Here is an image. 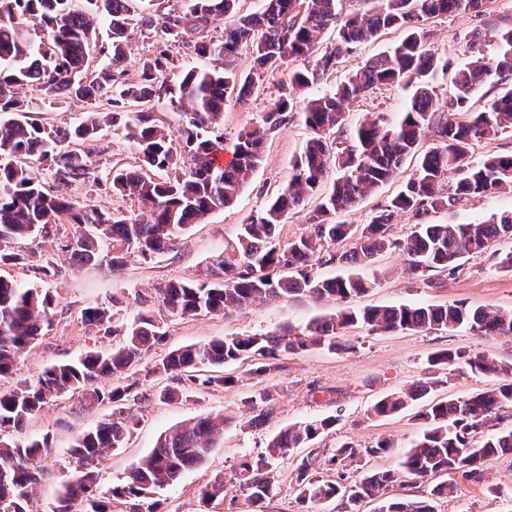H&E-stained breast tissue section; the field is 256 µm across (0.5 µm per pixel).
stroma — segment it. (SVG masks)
Returning <instances> with one entry per match:
<instances>
[{"instance_id":"obj_1","label":"stroma","mask_w":512,"mask_h":512,"mask_svg":"<svg viewBox=\"0 0 512 512\" xmlns=\"http://www.w3.org/2000/svg\"><path fill=\"white\" fill-rule=\"evenodd\" d=\"M428 26L432 31V51L455 67L476 48L469 41L472 30L493 33L512 28V0H492L483 13L438 17L429 20ZM401 37V32L389 31L376 40L360 44L340 59L335 71L323 80V88L343 81L349 72ZM287 78V73L279 72L266 80L264 91L253 98L248 108L232 102L226 104V142H234L243 129L260 124L263 113L277 95L279 83ZM408 103L409 93L401 87L387 85L374 89L350 106L344 129L352 131L369 112L398 119ZM307 138L308 132L298 112H290L287 123L269 137L261 166L230 206L214 211L203 223L187 228L173 250L147 259L132 254L121 270H112L104 262H68L61 251L62 243L73 232L68 224L60 226L55 236L37 235L21 241L20 249L39 257L53 256L58 263L56 276L43 280L32 269L22 266L1 267L0 275L49 290L54 298L53 317L43 335L23 354L15 372L0 378V392L33 381L44 368L73 361L88 350L108 351L122 343L119 335H95L82 319L84 309L111 307L116 297L121 300L119 321L131 320L147 305L164 323V340L142 355L140 367L152 365L182 346L204 344L232 334H266L285 327L297 329L312 319L332 313L334 303L298 298L268 300L225 315L201 314L172 320L160 307L154 293L161 284L200 278L211 258L223 251L227 242L233 241L243 220L261 209L287 180L292 163L303 151ZM95 149L101 167L113 163L130 169L139 166L135 146L112 129L102 131ZM510 209L512 192L497 191L459 201L430 214L428 220L436 224L479 223L494 213ZM363 274L374 279L376 286L354 298L353 304L357 307L462 301L473 307L512 311V274L498 269L490 251L465 260L455 274L433 273L434 284L430 287L409 275L405 258L398 251L378 256ZM343 339L348 344L344 351L311 348L283 355L279 371L270 376H248V365L244 362L230 365L228 373L237 378L230 387H193L187 381L162 374L133 389L126 409L134 415L136 425L124 448L106 453L99 468L100 488L105 490L121 483L131 465L148 454L159 435L169 427L194 416L224 413L229 420L224 425L223 443L212 449L201 465L185 472L175 485L161 492L163 512H227L226 504L202 502L200 488L214 476L231 477L242 455L255 456L263 452L269 439L282 427L316 416L338 418L336 426L316 440L317 448L329 451L345 441L363 447L375 445L382 439L393 442L394 449L386 457L365 459L347 467L346 476L353 483L370 469L397 468L400 454L423 430L411 408L389 417L374 416V404L385 395L421 380L431 384L426 396L431 402L449 396L464 398L497 383L496 378L470 372L462 363L443 370L431 367L427 363L431 353L451 350L471 356L485 354L499 364L512 367V337H483L462 329L374 334L358 324L345 329ZM263 387L278 392L273 414L260 428L242 426L239 418L233 417V410ZM169 388H190L194 395L186 402H162L159 393ZM111 414V403L88 406L77 397L64 396L27 422L23 438L47 435L52 440L50 454L40 461L44 478L31 496V512H46L66 480L70 448L76 435ZM303 454V449L298 448L279 460L277 491L267 501L266 512H304L297 499L295 482L296 466ZM484 468V481L480 484L462 480L455 473L445 475V482L456 483L458 491L436 500V512H512V453L487 461Z\"/></svg>"}]
</instances>
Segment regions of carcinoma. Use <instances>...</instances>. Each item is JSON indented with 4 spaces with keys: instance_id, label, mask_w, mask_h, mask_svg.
Instances as JSON below:
<instances>
[{
    "instance_id": "obj_1",
    "label": "carcinoma",
    "mask_w": 512,
    "mask_h": 512,
    "mask_svg": "<svg viewBox=\"0 0 512 512\" xmlns=\"http://www.w3.org/2000/svg\"><path fill=\"white\" fill-rule=\"evenodd\" d=\"M259 9H242V0H148L139 10L136 0H0V266H28L50 277L52 259L31 260L9 244L35 233L55 235L58 226L75 231L61 250L74 263L103 256L114 269L131 252L168 251L192 224L202 223L215 210L233 202L260 167L268 136L283 126L299 92L318 84L338 60L386 30L402 31V39L352 71L333 91L307 99L301 119L309 131L302 153L293 162L288 181L258 211L240 224L233 243L215 255L201 278L168 283L156 289L172 318L218 314L270 299L307 297L333 301L336 313L314 319L300 330L272 334H233L204 344L172 350L143 369V381L158 374L197 381V373L252 361L250 375L265 376L280 369L284 353L313 348L342 350L343 330L363 324L374 334L397 331L448 332L460 327L480 336H511L512 312L471 307L463 302L437 305L349 306L367 292L371 282L358 270L387 252L406 256L410 273L432 286L429 273H453L461 261L485 252L494 242L512 240V211L481 223L432 224L426 216L472 197L512 188V154L472 161L471 148L481 139L512 132V28L495 34L499 52L481 53L459 66L450 95L436 90V80L448 62L429 46L427 20L439 16L485 11L489 0H377L366 10L342 12V0H261ZM230 14L232 24L217 32V23ZM108 29L98 41L100 24ZM329 29L336 41L322 46ZM155 33L138 71L128 70L127 49L138 33ZM193 55L200 64L184 68L179 57ZM249 54L244 71L238 59ZM306 62L279 84L275 100L262 122L242 131L232 145L233 160L224 165V104L251 101L267 76L297 59ZM412 89L410 104L391 122L384 114L369 113L349 137L343 128L345 107L379 85ZM498 94L478 110L472 100L483 86ZM33 92L27 98L25 90ZM163 104L184 113L172 134L158 118ZM79 108L71 124L47 125L45 107ZM106 127L122 131L139 149V169L112 166L101 179L94 171L93 148ZM432 143L422 148L425 138ZM412 173L387 205L361 225L345 224L338 214L354 209L370 193L394 179L407 161ZM56 183L44 187L43 172ZM338 177L329 192L306 214L312 231L287 243L280 227L318 192L330 172ZM92 181L115 195L130 199L141 214L107 212L95 206L75 207L61 188ZM416 218L401 240L388 236L402 214ZM347 239L348 251H333ZM337 263L348 272L324 278L315 266ZM53 298L16 280L0 276V378L13 374L25 351L49 326ZM85 324L104 337L121 333L125 342L110 351L92 350L76 361L46 368L37 381L0 392V512H30V497L41 483L42 470L31 464L51 448V439L16 441L11 432L23 429L50 402L81 394L91 402L112 403V417L80 432L71 447L72 469L47 512H112V501L125 512H159L157 489L174 485L188 469L205 460L224 436L222 415L188 419L170 427L152 451L132 464L125 480L103 491L97 468L110 449L121 448L133 431V418L124 415L133 385L122 384L141 354L165 336L150 311H140L129 323H115L106 308L83 311ZM462 359L471 371L499 378L494 388L465 399L438 401L418 414L425 429L405 452L400 470L371 469L350 491L340 483L345 462L384 457L393 444L380 440L369 448L340 444L322 458L314 452L301 457L296 469L299 501L315 506L339 498L343 512H361L367 499H381L378 512H435L433 499L454 492L447 483L435 485L424 499L392 498L387 491L400 473L431 479L456 473L473 483L484 480L485 463L512 452V428L490 433L491 419L512 407V369L486 356L468 357L439 350L429 355L431 366ZM427 383L379 400L372 409L386 417L419 401ZM273 392L264 388L242 402L248 411L245 426L262 424L274 411ZM334 416L310 418L281 428L265 452L243 455L229 490L216 476L201 490L202 501L229 499L250 512H265L276 490L277 462L303 448L336 425ZM340 469L338 479L321 477Z\"/></svg>"
}]
</instances>
